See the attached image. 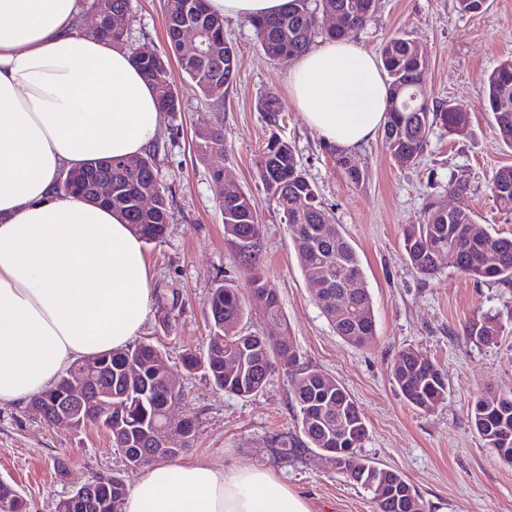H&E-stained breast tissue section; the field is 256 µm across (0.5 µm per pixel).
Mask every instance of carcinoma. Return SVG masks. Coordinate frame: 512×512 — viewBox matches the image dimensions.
<instances>
[{
    "instance_id": "cac0c4a2",
    "label": "carcinoma",
    "mask_w": 512,
    "mask_h": 512,
    "mask_svg": "<svg viewBox=\"0 0 512 512\" xmlns=\"http://www.w3.org/2000/svg\"><path fill=\"white\" fill-rule=\"evenodd\" d=\"M323 12L340 11L344 22L336 29L325 30L330 39H347L368 23L376 8V0H321ZM86 9L100 14V26L92 33L116 44H126V38L112 33L111 15L127 12L130 0H84ZM167 38L178 63L179 74L196 90L208 95L209 86L217 76L230 85L238 73V58L230 42L224 36V16L211 12L206 0H165ZM198 24L208 32L209 53L197 55L183 47L178 38L179 27ZM258 43L272 61L282 55L297 56L307 50L316 35L315 18L306 0H293L292 7L272 17L251 22ZM137 67L156 92L162 112H178L181 109L177 80L171 69L170 56L154 53L150 56L132 54ZM382 62L387 75L389 101H399L398 107L388 106L384 124V145L392 159L408 165L415 163L426 142L430 129L438 124L450 133H462L468 125V116L448 104L432 110L426 94L428 62L420 54L416 42L406 35L391 37L382 49ZM512 58L506 59L490 73L487 83L486 108L492 113L498 131V143L512 150ZM197 152L200 156L224 147L223 129L207 121L200 123L197 132ZM336 164L344 171L349 182L360 184L365 179L364 170L339 148L330 149ZM254 165L263 191L282 214L284 223L292 232L297 259L305 277L314 276L334 293L337 287L350 278L360 282L354 296L357 314L352 316L336 309L328 297L321 296V310L336 334L346 342L362 347L374 339L376 323L373 301L367 288L355 249L342 234L339 225L318 200L316 186L309 181L297 160L296 150L287 140L273 134L255 157ZM112 175L113 184L136 191L140 188L155 194V204L149 210L134 205L129 195L98 200L90 195L93 180L101 172ZM80 179L81 198L110 206L121 212L131 229L146 242L164 239L173 223V214L165 187L158 178L154 155L112 158L80 169L60 179L57 190L65 195L70 189V179ZM491 197L496 206L512 211V166L495 171L490 182ZM472 217L461 211L448 215L445 207L430 206L423 222L408 224L403 230V247L411 267L423 278H435L441 273L435 257L445 252L454 260L453 268L477 281L512 285V238L498 233L485 232L483 239L472 236ZM224 231L242 248H249L261 234L257 218V202L249 194L224 198ZM498 253V265L489 267L484 262V252ZM248 290L233 284L214 288L208 298L211 325L207 338L206 354L198 357L187 353L183 367L191 371L198 365L206 369L213 385L227 395L248 396L262 390L273 369L280 365L291 368L296 362L297 350L293 337L286 335L287 323L281 311L276 290L263 271L253 267L248 273ZM265 295L264 316L283 328L274 338L258 332L243 331L242 321L247 311L251 293ZM502 332L500 315L493 311H480L463 327V335L470 343L482 345L497 342ZM161 353L151 342H141L133 347L112 351L86 361L72 364L74 372L83 366L93 369L98 362L105 363L102 374L95 383L112 387L116 408L112 420L103 419L97 426L112 436V444L127 448L128 443L138 444L147 458L171 459L193 447L196 426L191 420L178 423L171 421L168 409L182 399V392H169L159 378L152 380L155 390L153 400L141 401L128 397L129 387L137 379L128 376V367L137 363L150 372L153 356ZM422 352L407 348L398 352L393 364V378L403 399L413 407L428 411L439 405L448 394L446 377L432 359L427 365H419L416 356ZM237 356L244 362V372L235 378L224 372V362ZM292 394L296 403L299 429L302 438L290 443L295 455L316 448H332L331 434L348 424L355 439L365 441L367 426L357 402L343 385L319 371L305 370L291 380ZM155 422L158 427L178 426L186 433L179 448H168L157 453L160 445L147 437L143 429L146 423ZM471 424L486 447L500 460L512 466V454L499 451V435L503 429L512 431V394L488 390L475 401L471 410ZM373 467V462L362 455L345 462L338 472L346 481L356 482V472ZM386 478L392 485H405L411 492L408 512H427V507L412 485L397 470L389 469ZM99 493L85 512H108L107 500L124 504L127 494L126 476L117 473L107 478L92 480ZM0 512H27V502L9 483L0 481Z\"/></svg>"
}]
</instances>
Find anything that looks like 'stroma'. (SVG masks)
Returning a JSON list of instances; mask_svg holds the SVG:
<instances>
[{
  "label": "stroma",
  "instance_id": "obj_1",
  "mask_svg": "<svg viewBox=\"0 0 512 512\" xmlns=\"http://www.w3.org/2000/svg\"><path fill=\"white\" fill-rule=\"evenodd\" d=\"M126 26L129 46L168 53L164 0H132ZM225 31L240 61L234 84L208 97L181 84V110L163 114L154 144L175 221L163 241L144 246L154 278L138 339L160 347L171 380L183 389L171 420L196 423L194 446L182 460L263 468L303 495L313 512H376L370 493L345 482L324 457L280 454V441L298 431L283 370L262 391L238 397L216 389L204 369L189 372L182 365L185 353L206 351L211 290L246 281L239 250L224 233L222 186L233 183L257 200V259L295 338L296 367L334 377L356 400L368 430L362 455L400 471L428 512H512V466L470 426L480 393L512 391V286L480 283L448 266L436 278H423L402 245L404 226L420 223L432 205L464 209L475 224L512 237V212L498 209L489 191L492 174L512 164V150L499 147L485 106L488 75L512 58V0H487L478 14L460 12L457 0H378L355 42L377 54L393 35H409L428 58L430 101L452 104L469 113L470 122L460 135L433 127L411 166L392 160L382 134H375L354 152L366 172L359 185L346 180L317 132L288 103L291 58L270 61L250 21L226 20ZM270 92L284 102L275 121L257 108ZM203 117L223 127L224 148L202 160L195 132ZM274 133L292 143L324 207L359 256L376 321V338L365 347L343 340L323 315L291 232L262 191L254 157ZM217 170L222 179H214ZM456 180L466 182V191L449 192ZM481 309L502 315L497 344L474 345L462 334ZM409 347L431 357L446 376L448 394L432 410L409 405L392 378L397 353ZM123 464L122 452L103 430L50 425L29 403H0V479L20 491L30 512H55L60 497Z\"/></svg>",
  "mask_w": 512,
  "mask_h": 512
}]
</instances>
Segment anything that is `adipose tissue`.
<instances>
[{
    "label": "adipose tissue",
    "instance_id": "adipose-tissue-1",
    "mask_svg": "<svg viewBox=\"0 0 512 512\" xmlns=\"http://www.w3.org/2000/svg\"><path fill=\"white\" fill-rule=\"evenodd\" d=\"M230 19L291 0H206ZM80 0H0V402H24L77 360L125 348L149 313L143 242L115 211L58 193L66 171L142 154L158 137L155 92L130 51L81 27ZM288 98L329 145L358 149L385 121L375 56L349 40L308 48ZM124 512H312L258 467L155 462Z\"/></svg>",
    "mask_w": 512,
    "mask_h": 512
}]
</instances>
